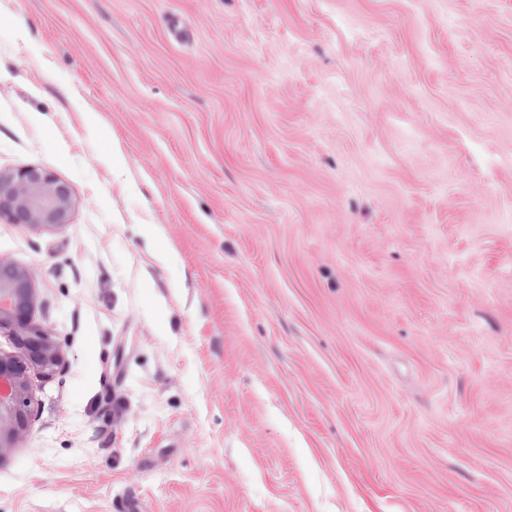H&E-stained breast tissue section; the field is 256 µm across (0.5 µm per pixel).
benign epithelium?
I'll return each instance as SVG.
<instances>
[{
  "mask_svg": "<svg viewBox=\"0 0 512 512\" xmlns=\"http://www.w3.org/2000/svg\"><path fill=\"white\" fill-rule=\"evenodd\" d=\"M71 209L69 188L49 170L26 166L0 174V218L34 226L62 227ZM35 285L30 273L0 261V326L13 331L16 352L0 353V381L8 392L0 396V450L10 448L32 420L29 374L54 373L63 363L59 342L32 321Z\"/></svg>",
  "mask_w": 512,
  "mask_h": 512,
  "instance_id": "obj_1",
  "label": "benign epithelium"
}]
</instances>
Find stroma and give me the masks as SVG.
Returning <instances> with one entry per match:
<instances>
[{"label": "stroma", "instance_id": "35a3bbf8", "mask_svg": "<svg viewBox=\"0 0 512 512\" xmlns=\"http://www.w3.org/2000/svg\"><path fill=\"white\" fill-rule=\"evenodd\" d=\"M25 166L0 512H512V0H0ZM71 209L69 188L45 168L26 166L0 174V218L34 226L62 227ZM35 285L30 273L0 260V326L13 331L14 354L0 353V451L12 448L32 420L29 374L51 375L63 363L59 342L32 321Z\"/></svg>", "mask_w": 512, "mask_h": 512}]
</instances>
